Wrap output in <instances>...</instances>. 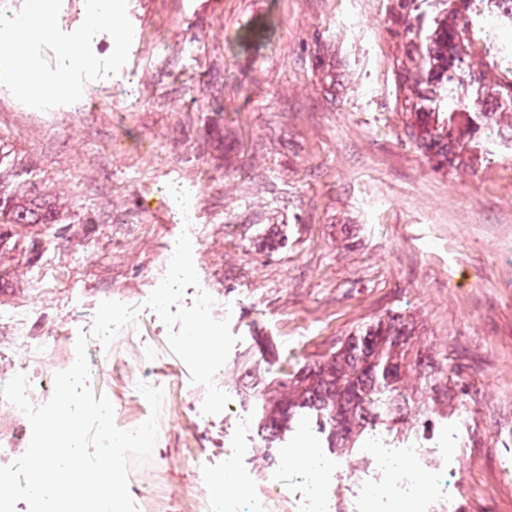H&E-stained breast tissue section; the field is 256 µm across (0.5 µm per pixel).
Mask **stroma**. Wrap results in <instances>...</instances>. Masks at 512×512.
<instances>
[{"label": "stroma", "mask_w": 512, "mask_h": 512, "mask_svg": "<svg viewBox=\"0 0 512 512\" xmlns=\"http://www.w3.org/2000/svg\"><path fill=\"white\" fill-rule=\"evenodd\" d=\"M389 0H128L134 36L114 76L47 111L0 86V191L45 203L52 224H0V382L26 369L53 379L75 361L79 331L98 304L143 305L175 241L199 245L201 288L236 336L215 377L230 401L203 419L206 390L168 348V329L144 308L121 330L111 366L92 379L118 427L148 416L129 372L150 356L166 384L148 461L131 463L138 512H199L234 452L239 478L271 512H300L286 459L309 443L330 459L366 446L448 449V472L415 488L411 512H512V149L485 143L467 164L437 169L405 135L395 83L404 53ZM274 21L242 51L238 36ZM191 195L181 215L167 190ZM401 315L412 361L402 380L408 420L365 429L330 448L293 428L277 448L256 434L246 384L327 359L357 327ZM27 321L18 364L14 322ZM471 408L459 422L458 405ZM25 414L0 399L1 464L28 448ZM284 490L271 491L270 473ZM158 492L142 497V485ZM329 512H381L328 468Z\"/></svg>", "instance_id": "1"}]
</instances>
